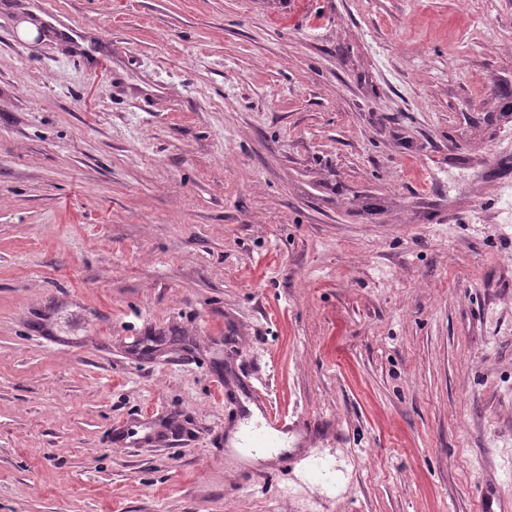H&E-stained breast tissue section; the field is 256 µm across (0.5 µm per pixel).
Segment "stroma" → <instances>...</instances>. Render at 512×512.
I'll return each mask as SVG.
<instances>
[{
    "instance_id": "35a3bbf8",
    "label": "stroma",
    "mask_w": 512,
    "mask_h": 512,
    "mask_svg": "<svg viewBox=\"0 0 512 512\" xmlns=\"http://www.w3.org/2000/svg\"><path fill=\"white\" fill-rule=\"evenodd\" d=\"M246 384L288 463L227 442ZM493 485L512 0H0V512Z\"/></svg>"
}]
</instances>
